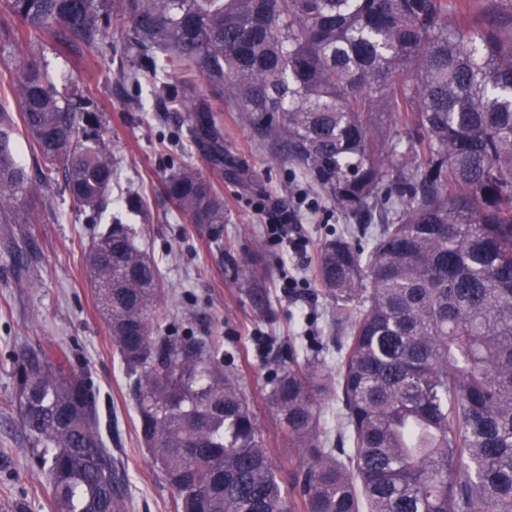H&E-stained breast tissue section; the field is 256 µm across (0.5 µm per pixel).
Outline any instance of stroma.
I'll return each mask as SVG.
<instances>
[{
    "mask_svg": "<svg viewBox=\"0 0 512 512\" xmlns=\"http://www.w3.org/2000/svg\"><path fill=\"white\" fill-rule=\"evenodd\" d=\"M126 25L113 21L112 49L103 55L79 58L48 39L35 47L57 85L71 80L100 99L116 181L97 223L88 221L87 209L60 179L15 207L19 213L39 211L40 223H0V512H49L16 410L17 372L28 349L68 352L91 378L102 434L125 483L120 512H176V494L138 434L129 380L88 279L92 238L98 224L112 217L129 224L137 244L160 265L167 296L156 321L159 333L209 336L219 343L283 483L292 477L291 449L267 404L271 376L288 366L300 339L328 364L336 362L342 332L313 269L321 244L336 232L351 229V242L366 244L360 224L334 208L294 165L275 157L229 108L217 115L224 164L212 165L192 142L183 113L161 109L168 91L182 92L180 77L163 85L147 79L137 87L117 83V71L131 64L119 37ZM185 166L198 169L224 195L221 240H213L206 226L187 223L161 194L163 178ZM131 193L143 199L150 220L126 210L123 199ZM273 200L296 211L302 254L270 240L263 207ZM290 282L298 284V293L287 292ZM255 288L264 290L263 303H255Z\"/></svg>",
    "mask_w": 512,
    "mask_h": 512,
    "instance_id": "1",
    "label": "stroma"
}]
</instances>
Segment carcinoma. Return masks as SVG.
Instances as JSON below:
<instances>
[{"mask_svg":"<svg viewBox=\"0 0 512 512\" xmlns=\"http://www.w3.org/2000/svg\"><path fill=\"white\" fill-rule=\"evenodd\" d=\"M114 17L136 60L119 81L202 76L205 90L167 102L213 163V102H226L338 209L380 221L365 248L342 234L320 247L315 277L345 329L336 367L299 346L271 381L296 503L220 346L156 333L165 288L132 228L95 234L89 279L176 512H512V35L492 14L471 21L462 0H0L18 45L47 37L70 54L112 49ZM8 88L0 214L60 170L78 203L106 208L100 102L60 92L34 53ZM162 189L221 238L224 197L205 176L180 167ZM18 384L50 512H117L123 485L85 373L26 350ZM333 388L334 435L318 419Z\"/></svg>","mask_w":512,"mask_h":512,"instance_id":"obj_1","label":"carcinoma"}]
</instances>
